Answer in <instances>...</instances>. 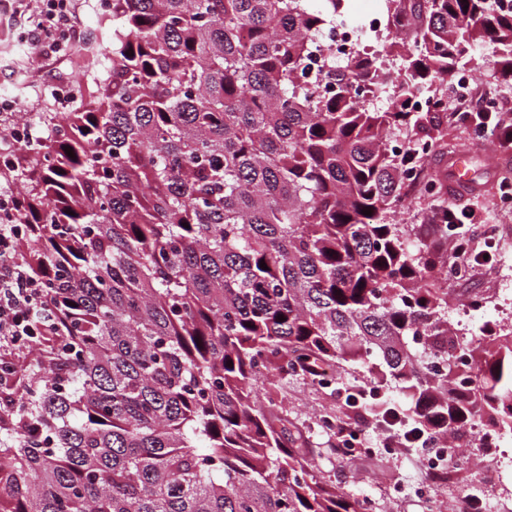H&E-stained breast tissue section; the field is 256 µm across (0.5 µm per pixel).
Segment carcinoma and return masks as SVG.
Here are the masks:
<instances>
[{"label": "carcinoma", "mask_w": 512, "mask_h": 512, "mask_svg": "<svg viewBox=\"0 0 512 512\" xmlns=\"http://www.w3.org/2000/svg\"><path fill=\"white\" fill-rule=\"evenodd\" d=\"M111 2L93 90L0 168L55 320L0 374V512H365L286 436L288 382L343 363L370 379L330 391L348 408L389 380L413 428L512 438V329L452 332L439 252L393 223L425 157L390 146L471 53L512 76V11L414 0L407 78L374 112L378 55L321 43L345 0Z\"/></svg>", "instance_id": "cac0c4a2"}]
</instances>
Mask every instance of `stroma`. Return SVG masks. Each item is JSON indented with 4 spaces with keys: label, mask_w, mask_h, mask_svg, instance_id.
Listing matches in <instances>:
<instances>
[{
    "label": "stroma",
    "mask_w": 512,
    "mask_h": 512,
    "mask_svg": "<svg viewBox=\"0 0 512 512\" xmlns=\"http://www.w3.org/2000/svg\"><path fill=\"white\" fill-rule=\"evenodd\" d=\"M28 0H0V98H8L13 112L26 113L27 126L34 139L47 132L38 119L46 99L56 88L73 81L78 75V61L72 53L55 57L40 55L33 44L34 25L26 14ZM427 130L437 145L425 164L429 176L442 185L440 195L419 191L412 195L408 206L396 212L394 221L412 228L419 240L435 245V228L429 219L441 201L462 208L472 206L471 221L474 238L481 248L493 256L490 265L472 269L467 280L458 283L448 306V321L452 327L464 330L468 337L479 336L482 327L512 329V233L502 229L505 216L496 200L504 180H512V147L478 138L472 130L435 119ZM465 155L480 172L477 184L458 191L450 184L448 161ZM480 293L486 304L472 308L465 317L457 311L472 293ZM289 418L313 424L325 411H347L340 398L303 385H294L285 399ZM365 437L376 451L372 456L343 458L334 453L333 441L316 432H308L309 455L317 472L337 488L348 489L367 498L373 512H424L422 500L414 493L416 486L428 483L429 476L420 466V454L389 455L378 448L379 430L376 425L364 426ZM500 471L499 488L483 490L480 467L451 474L446 482L432 486L430 494L438 512L449 507L465 506L476 494L482 495L484 512H512V439L500 441L496 453Z\"/></svg>",
    "instance_id": "35a3bbf8"
}]
</instances>
